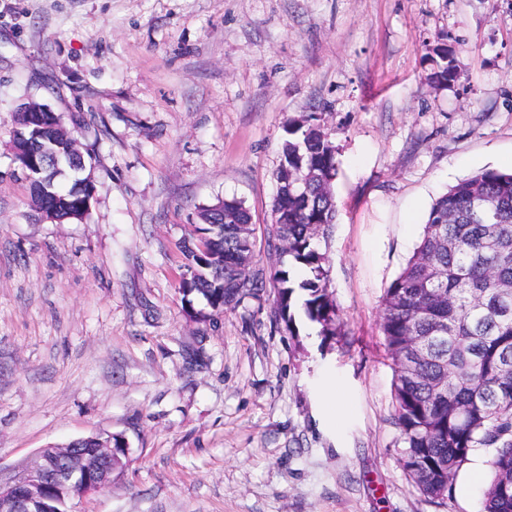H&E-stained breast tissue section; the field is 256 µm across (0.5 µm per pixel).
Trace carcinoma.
<instances>
[{
    "label": "carcinoma",
    "instance_id": "carcinoma-1",
    "mask_svg": "<svg viewBox=\"0 0 512 512\" xmlns=\"http://www.w3.org/2000/svg\"><path fill=\"white\" fill-rule=\"evenodd\" d=\"M276 172L273 235L288 251L272 276L273 314L293 324L296 302L319 335H341L319 242L335 224L336 148L321 126L288 124ZM252 216L236 199L200 224L188 249L183 296L211 312L261 298L255 260L229 262L235 224ZM382 333L393 362L401 462L432 501L452 494L462 467L491 457L483 512H512V171L485 170L433 203L412 257L385 289Z\"/></svg>",
    "mask_w": 512,
    "mask_h": 512
}]
</instances>
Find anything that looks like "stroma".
Here are the masks:
<instances>
[{
    "mask_svg": "<svg viewBox=\"0 0 512 512\" xmlns=\"http://www.w3.org/2000/svg\"><path fill=\"white\" fill-rule=\"evenodd\" d=\"M31 101L89 153L82 221L41 219L14 173ZM311 116L341 335L252 298L198 320L197 209L242 201L271 279L285 124ZM511 157L512 0H0V484L111 433L126 465L72 512H482L485 482L436 503L400 463L382 298L435 200Z\"/></svg>",
    "mask_w": 512,
    "mask_h": 512,
    "instance_id": "stroma-1",
    "label": "stroma"
}]
</instances>
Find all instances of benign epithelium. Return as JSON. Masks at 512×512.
<instances>
[{
	"label": "benign epithelium",
	"instance_id": "1",
	"mask_svg": "<svg viewBox=\"0 0 512 512\" xmlns=\"http://www.w3.org/2000/svg\"><path fill=\"white\" fill-rule=\"evenodd\" d=\"M22 126L32 130L35 138L48 132H54L68 141L64 159L75 173L86 170L84 153L72 131L58 120V114L49 106L32 102L20 108ZM23 179L29 181L42 175L46 165L29 155L18 164ZM75 205L79 210L76 220L84 218L90 209L95 194V185L91 175H86L74 184ZM98 447L86 453L81 448L67 443L61 446L43 449L38 457L22 469L10 485L0 486V512H50L49 493H67L62 499L61 508L56 512H70L67 505L73 498L84 493L76 491L79 486L87 492H97L112 483L113 474L123 467L126 448H117L112 435H96Z\"/></svg>",
	"mask_w": 512,
	"mask_h": 512
}]
</instances>
